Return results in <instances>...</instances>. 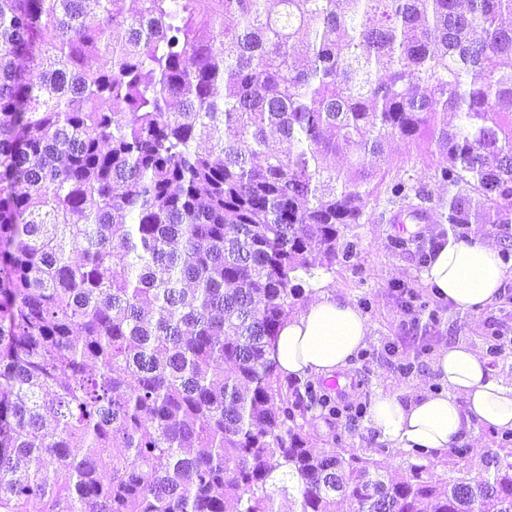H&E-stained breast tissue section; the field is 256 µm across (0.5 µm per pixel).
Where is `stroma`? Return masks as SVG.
<instances>
[{
    "label": "stroma",
    "mask_w": 512,
    "mask_h": 512,
    "mask_svg": "<svg viewBox=\"0 0 512 512\" xmlns=\"http://www.w3.org/2000/svg\"><path fill=\"white\" fill-rule=\"evenodd\" d=\"M439 160L436 147L418 148L395 139L386 148L383 165L389 177L420 180L428 202L427 219L419 233L428 242L447 232L448 187L435 176ZM386 198L385 191H377L367 203L362 223L350 229L359 241L355 266H340L325 275L330 293L358 307L370 325L365 356L354 358L342 374L336 397L345 404L368 403L380 393L407 399L422 391L438 390L441 383L433 360L440 347L464 343L484 353L489 336L512 339V273L504 281L502 298L477 311H461L435 298L423 281L424 265L415 251H399L393 246L394 238L405 235L406 227L395 222L397 209ZM399 284L428 299L439 315L438 322L413 321L395 290ZM406 359L415 364L408 374L399 369ZM306 420L316 449L338 442L347 453L377 457L381 445L364 421H330L316 411Z\"/></svg>",
    "instance_id": "stroma-1"
}]
</instances>
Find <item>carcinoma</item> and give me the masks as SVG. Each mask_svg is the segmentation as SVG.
Wrapping results in <instances>:
<instances>
[{"mask_svg": "<svg viewBox=\"0 0 512 512\" xmlns=\"http://www.w3.org/2000/svg\"><path fill=\"white\" fill-rule=\"evenodd\" d=\"M133 2L0 0V512H512V432L394 476L311 448L365 405L267 357L390 140L437 146L453 233L512 225V0Z\"/></svg>", "mask_w": 512, "mask_h": 512, "instance_id": "obj_1", "label": "carcinoma"}]
</instances>
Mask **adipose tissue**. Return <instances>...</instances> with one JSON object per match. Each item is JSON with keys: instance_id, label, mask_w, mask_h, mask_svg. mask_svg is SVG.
Returning <instances> with one entry per match:
<instances>
[{"instance_id": "1", "label": "adipose tissue", "mask_w": 512, "mask_h": 512, "mask_svg": "<svg viewBox=\"0 0 512 512\" xmlns=\"http://www.w3.org/2000/svg\"><path fill=\"white\" fill-rule=\"evenodd\" d=\"M508 269L497 248L478 237L446 238L422 277L435 295L458 310H478L496 300ZM319 297L288 317L268 347L285 377H329L344 371L370 335L366 318L349 303L333 299L323 282ZM434 368L441 390L401 401L373 398L366 426L386 447L412 453H441L467 437L475 425L512 431V382L493 374L487 360L463 344L442 347Z\"/></svg>"}]
</instances>
